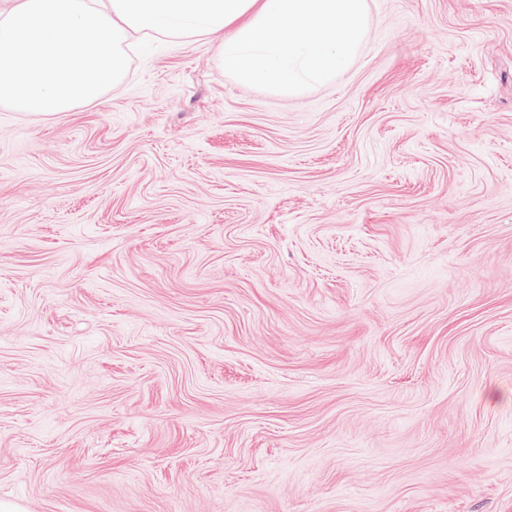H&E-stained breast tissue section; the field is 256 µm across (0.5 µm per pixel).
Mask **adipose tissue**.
I'll list each match as a JSON object with an SVG mask.
<instances>
[{
  "mask_svg": "<svg viewBox=\"0 0 512 512\" xmlns=\"http://www.w3.org/2000/svg\"><path fill=\"white\" fill-rule=\"evenodd\" d=\"M367 0H0V102L66 113L124 76L131 34L205 38L244 86L289 96L346 68Z\"/></svg>",
  "mask_w": 512,
  "mask_h": 512,
  "instance_id": "adipose-tissue-1",
  "label": "adipose tissue"
}]
</instances>
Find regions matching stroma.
Masks as SVG:
<instances>
[{
  "label": "stroma",
  "instance_id": "obj_1",
  "mask_svg": "<svg viewBox=\"0 0 512 512\" xmlns=\"http://www.w3.org/2000/svg\"><path fill=\"white\" fill-rule=\"evenodd\" d=\"M368 5L295 96L0 103V503L512 512V0Z\"/></svg>",
  "mask_w": 512,
  "mask_h": 512
}]
</instances>
